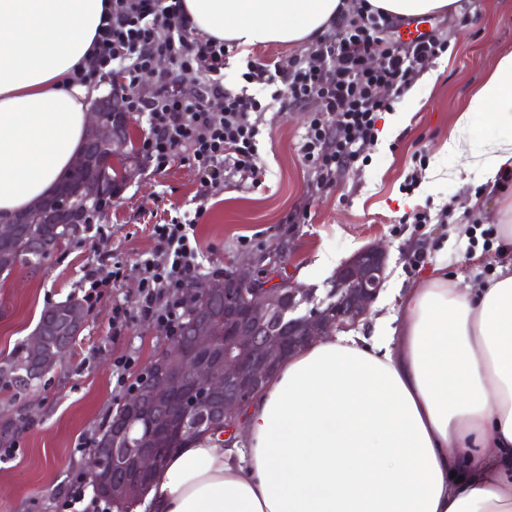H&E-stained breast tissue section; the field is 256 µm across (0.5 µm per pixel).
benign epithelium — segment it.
<instances>
[{"mask_svg": "<svg viewBox=\"0 0 512 512\" xmlns=\"http://www.w3.org/2000/svg\"><path fill=\"white\" fill-rule=\"evenodd\" d=\"M126 113L112 95L95 100L89 112V139L73 169L84 174L76 185L61 190L53 203L33 218L25 212L0 224V239L20 234L21 224H56L69 234L73 202L100 199L128 134ZM387 251L373 244L343 262L330 279L322 299L314 288H298L276 280L273 269L231 261L224 278L191 285L197 318L188 336L172 337L170 347L151 365V378L126 400V411L112 419V447L89 449L88 482L105 489L116 503L138 502L147 478L163 465L162 452L175 433L190 435L200 428L236 429L246 404L276 374L280 363L311 341L347 331L371 313L385 281ZM224 301V335L215 336L209 311ZM87 311L80 303L60 305L54 318L60 326L35 333L25 371L47 373L69 352L81 333Z\"/></svg>", "mask_w": 512, "mask_h": 512, "instance_id": "benign-epithelium-1", "label": "benign epithelium"}]
</instances>
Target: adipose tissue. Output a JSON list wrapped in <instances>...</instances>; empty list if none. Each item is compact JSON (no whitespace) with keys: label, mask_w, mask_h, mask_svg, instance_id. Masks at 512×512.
<instances>
[{"label":"adipose tissue","mask_w":512,"mask_h":512,"mask_svg":"<svg viewBox=\"0 0 512 512\" xmlns=\"http://www.w3.org/2000/svg\"><path fill=\"white\" fill-rule=\"evenodd\" d=\"M108 0H0V222L49 195L79 152L98 90L87 66ZM229 45L313 42L345 0H184ZM512 126V50L472 91L446 147L488 191L512 138L470 151L474 116ZM135 512H512V263L489 282L442 274L405 289L365 338L285 359L231 438L172 453Z\"/></svg>","instance_id":"ef3b65f1"}]
</instances>
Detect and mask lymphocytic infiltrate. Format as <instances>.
Segmentation results:
<instances>
[{
  "instance_id": "f902f5d3",
  "label": "lymphocytic infiltrate",
  "mask_w": 512,
  "mask_h": 512,
  "mask_svg": "<svg viewBox=\"0 0 512 512\" xmlns=\"http://www.w3.org/2000/svg\"><path fill=\"white\" fill-rule=\"evenodd\" d=\"M382 29L380 16L363 4L356 19L338 22L332 33L322 36L309 58L248 62L243 78L260 89L272 88L266 101L259 93L226 87L229 47L196 31L183 0H111L93 57L86 68L75 70L74 78L91 82L112 76L127 95L129 111L147 118L143 158L160 168L178 153H187L200 185L193 218L173 217L153 227L156 255L138 266L140 318L171 330L179 327V308L163 297L181 291L197 271L194 227L207 213L209 200L223 191L225 171L257 179L259 120L269 102L319 101L301 151L321 187H330L337 170L357 161L375 141L378 115L390 107L380 89L406 86L444 49L432 35L409 45H387ZM373 54L378 64L371 67L367 61ZM146 74L155 77L156 86L143 94L137 87ZM186 76L199 85L195 97H185L179 89Z\"/></svg>"
}]
</instances>
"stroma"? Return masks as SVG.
<instances>
[{
	"mask_svg": "<svg viewBox=\"0 0 512 512\" xmlns=\"http://www.w3.org/2000/svg\"><path fill=\"white\" fill-rule=\"evenodd\" d=\"M416 23L447 46L422 67L432 82L416 79L401 93L387 92L393 108L380 113L366 162L340 168L331 187L318 186L300 151L319 101L278 103L262 113L260 181L254 185L225 172L223 193L209 200L195 226L200 274L220 276L230 259L258 262L283 247L288 279L322 292L342 262L379 242L388 252L381 292L388 300L436 270L462 276L473 287L494 275L501 262L495 249L497 202L488 195L482 210L471 208L481 174L472 171L468 182H460L446 143L473 89L512 50V0H455L449 10ZM312 49L309 43H274L255 46L244 57L229 53L224 83L240 90L247 60L271 63L309 56ZM198 189L187 159L176 157L161 172L139 159L136 175L118 185L93 229H78L39 268L20 264L0 274L1 362L26 345L45 307L83 297L85 266L99 261L125 269L121 282L88 303L85 326L54 371L24 390L0 383V414L16 423L15 456L0 461V512H61L65 495L84 481L83 442L100 437L130 387L168 346L166 327L136 316L137 265L155 252L153 224L194 212ZM417 212H444L448 218L443 224L405 223V216ZM453 224L465 225V232L451 234ZM116 306L132 315L117 335ZM122 357L132 362L123 388L116 384L115 366Z\"/></svg>",
	"mask_w": 512,
	"mask_h": 512,
	"instance_id": "obj_1",
	"label": "stroma"
}]
</instances>
